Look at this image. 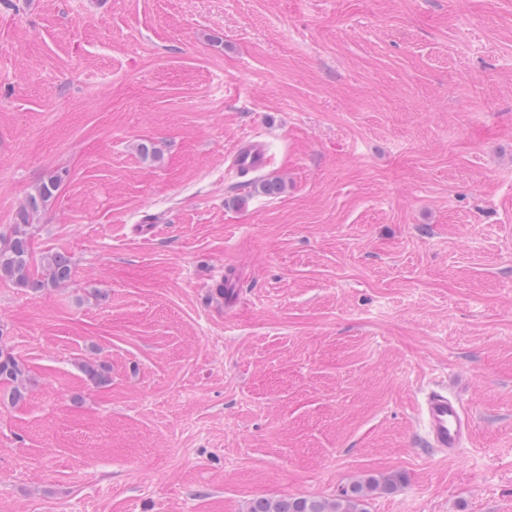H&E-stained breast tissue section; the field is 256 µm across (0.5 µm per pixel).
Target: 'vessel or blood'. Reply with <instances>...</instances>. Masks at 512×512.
<instances>
[{
  "instance_id": "obj_1",
  "label": "vessel or blood",
  "mask_w": 512,
  "mask_h": 512,
  "mask_svg": "<svg viewBox=\"0 0 512 512\" xmlns=\"http://www.w3.org/2000/svg\"><path fill=\"white\" fill-rule=\"evenodd\" d=\"M268 160V149L260 141L244 143L233 156L236 170L244 176L261 171ZM419 423L423 446L441 453H451L459 448L470 427L459 400L444 386H436L423 393Z\"/></svg>"
}]
</instances>
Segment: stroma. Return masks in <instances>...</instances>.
Listing matches in <instances>:
<instances>
[{
	"label": "stroma",
	"instance_id": "stroma-1",
	"mask_svg": "<svg viewBox=\"0 0 512 512\" xmlns=\"http://www.w3.org/2000/svg\"><path fill=\"white\" fill-rule=\"evenodd\" d=\"M247 134L273 161L244 178ZM52 175L31 260L73 274L0 281L28 371L0 512H249L369 477L394 484L366 512H512V0H0V235ZM442 382L451 454L418 436ZM419 423L422 446L441 453L459 448L470 427L459 400L448 393V385L435 386L423 393Z\"/></svg>",
	"mask_w": 512,
	"mask_h": 512
}]
</instances>
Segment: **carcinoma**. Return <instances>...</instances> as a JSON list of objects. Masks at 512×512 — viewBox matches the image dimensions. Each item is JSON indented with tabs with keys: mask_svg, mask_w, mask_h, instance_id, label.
Returning a JSON list of instances; mask_svg holds the SVG:
<instances>
[{
	"mask_svg": "<svg viewBox=\"0 0 512 512\" xmlns=\"http://www.w3.org/2000/svg\"><path fill=\"white\" fill-rule=\"evenodd\" d=\"M59 178L51 176L34 188L12 225L9 236L0 237V280L9 282L25 291L41 292L49 288H60L71 278L72 264L68 256L50 252L42 256L40 264L31 263L30 216L45 208L58 188ZM87 378L97 385L109 382L106 370L100 364H85L82 367ZM25 368L20 360L4 345L0 344V385L10 390L13 400L24 397ZM391 486L373 478L357 482L343 490L332 500L310 497H294L280 500L260 498L253 503L250 512H366L364 502L375 490Z\"/></svg>",
	"mask_w": 512,
	"mask_h": 512,
	"instance_id": "1",
	"label": "carcinoma"
}]
</instances>
